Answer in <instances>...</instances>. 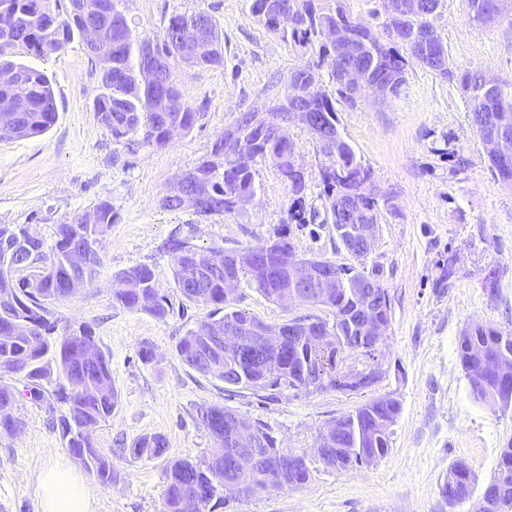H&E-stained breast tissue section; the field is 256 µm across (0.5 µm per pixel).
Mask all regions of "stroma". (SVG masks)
I'll list each match as a JSON object with an SVG mask.
<instances>
[{"label": "stroma", "mask_w": 512, "mask_h": 512, "mask_svg": "<svg viewBox=\"0 0 512 512\" xmlns=\"http://www.w3.org/2000/svg\"><path fill=\"white\" fill-rule=\"evenodd\" d=\"M121 7L140 34H159L177 11H203L217 21L223 65L177 67L182 97L199 113L194 129L163 149L136 134L113 139L91 110L100 91V66L76 40L47 58L19 50L18 61L53 76L58 116L42 135L0 141V224L39 225L49 242L55 225L91 212L100 199H109L117 214L94 284L51 306L59 332L92 330L120 395L117 410L93 433L118 473L112 485H96L95 512H162L168 461L200 458L214 447L198 415L211 404L260 422L285 451L306 455L311 469L302 490L231 498L223 512H470L467 503L448 508L439 482L457 460L487 481L501 448L512 440V409L473 400L456 348L471 323L512 332V188L492 174L459 90L413 65L398 95L382 104L364 98L338 114L341 130L391 197L371 255L384 270L390 329L374 356L350 360L359 369L378 368V383L357 392L229 391L177 354L180 338L206 319L208 309L176 292L162 243L178 237L203 248L234 250L265 244L286 228L302 253L339 264L349 256L331 225H286L291 194L269 162L257 164L260 189L240 213L205 219L189 207L165 210L161 200L238 113L268 110L273 78L287 79L294 67L317 64L318 56L265 30L246 0H123ZM433 25L451 67L488 71L512 85V24L476 28L461 0H446ZM288 136L305 172L307 200L319 204L323 157L302 126H289ZM459 158L464 167L456 166ZM139 264L155 269L159 293L172 304L166 318L113 302L115 275ZM450 267L454 276L441 283ZM233 305L268 324L312 313L308 306L283 309L244 285L234 292ZM145 343L154 354L148 363L138 353ZM385 393L403 407L388 456L345 471L325 466L315 452L323 424ZM63 412L50 396L40 402L18 398L14 414L24 426L0 436V506L6 512H40L38 479L52 464L64 461L80 469L57 428ZM150 433L165 435V457L130 456L131 443Z\"/></svg>", "instance_id": "obj_1"}]
</instances>
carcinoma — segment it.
I'll list each match as a JSON object with an SVG mask.
<instances>
[{"label":"carcinoma","mask_w":512,"mask_h":512,"mask_svg":"<svg viewBox=\"0 0 512 512\" xmlns=\"http://www.w3.org/2000/svg\"><path fill=\"white\" fill-rule=\"evenodd\" d=\"M59 0H0V139H24L50 129L57 119L53 80L35 67L14 60L16 49L25 48L38 57L64 51L75 39L87 41L93 26L107 28V45L101 55L92 54L101 66V91L93 100V112L113 139L133 134L158 149L167 147L173 136L186 135L197 123L199 112L182 101L175 78L176 64L207 69L224 64V37L213 17L205 12L171 14L159 35H137L118 8L121 0H76L59 9ZM254 20L268 32L301 48L316 51L319 65H327L328 81L306 67L292 70L301 87L316 86L318 116L339 125L340 105L355 101L336 88V46L327 35L343 27L366 48L354 64L373 80L398 94L406 82L408 68L419 64L400 49L411 46V38L431 23V11L440 10L445 0H390L395 14L386 16L385 28H397L386 41L376 31L357 21L348 0H248ZM468 21L488 25L497 0H463ZM201 23V33L189 54L176 52L188 25ZM150 42L155 54L169 58L160 77L150 76L143 46ZM427 69L457 86L469 105L471 116L500 107L508 112L505 129L512 137V89L497 94L484 92L486 73ZM241 112L219 134L209 152L186 171L190 185L207 195L206 204L195 210L202 218L232 214L236 199L256 195L255 164L269 161L278 170L292 197L289 219L306 223L307 184L303 168L297 166L295 146L289 137L270 138L262 120L250 121ZM326 157L322 169L324 221L340 224L337 204L359 200L374 224L380 223L381 206L389 205L388 193L374 200L366 193L372 173L350 142L339 136L320 147ZM93 221L77 215L55 228L54 242L46 246L37 224H0V373L18 377L25 395L34 401L45 398L47 388L67 407L58 423L65 448L104 485L117 479L112 461L94 444L92 433L112 417L120 396L112 382L109 360L85 328L58 335L47 318L48 305L76 297L95 282L102 262V244L116 221L111 201L102 199L92 210ZM353 263L339 265L321 257L300 254L292 238L280 231L262 247L226 250L202 249L186 239L167 240L162 250L170 258L173 288L184 299L208 308L207 319L189 330L177 344V353L188 366L224 382L227 388L274 391L282 387L305 392L356 391L345 370L348 357L372 355L368 325L376 317L391 323V301L383 284L381 266L368 263L369 255L357 244L338 239ZM87 244L94 245L95 262L83 268L70 254ZM306 265V281L295 271ZM153 267L134 266L115 278L112 300L131 311L163 319L170 313L167 299L156 288ZM246 283L267 300L284 309L301 302L327 313L314 317L304 327L289 323L279 344L266 346L258 330L271 325L232 307L229 285ZM371 284V309L363 310L366 299L358 296L359 285ZM457 353L473 398L491 407H512V333L491 324L466 326L459 336ZM15 387L0 382V434L12 435L22 427L13 415ZM402 405L390 394H380L337 416L319 430L316 447L327 466L347 470L374 465L384 459L392 444L394 426ZM212 438L214 451L202 459L172 460L166 468L163 512H215L224 505V481L230 479L250 489L255 496L270 488L297 490L310 480L305 456L285 453L275 436L247 416L211 405L201 415ZM248 432L257 438L255 448L245 452L253 458L247 468L235 465L240 452L236 437ZM166 437L143 435L132 443L130 455L161 458L167 453ZM477 475L464 462L448 466L439 494L448 507L477 498L474 512H512V440L500 450L497 469L475 494Z\"/></svg>","instance_id":"1"}]
</instances>
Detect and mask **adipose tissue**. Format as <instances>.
Here are the masks:
<instances>
[{
  "label": "adipose tissue",
  "mask_w": 512,
  "mask_h": 512,
  "mask_svg": "<svg viewBox=\"0 0 512 512\" xmlns=\"http://www.w3.org/2000/svg\"><path fill=\"white\" fill-rule=\"evenodd\" d=\"M41 512H94L93 488L64 463L49 466L39 478Z\"/></svg>",
  "instance_id": "obj_1"
}]
</instances>
